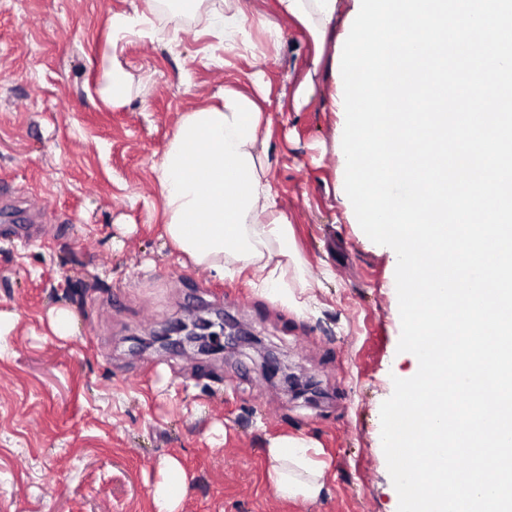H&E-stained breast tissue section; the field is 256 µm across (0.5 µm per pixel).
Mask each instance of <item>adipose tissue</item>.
I'll return each mask as SVG.
<instances>
[{
  "mask_svg": "<svg viewBox=\"0 0 512 512\" xmlns=\"http://www.w3.org/2000/svg\"><path fill=\"white\" fill-rule=\"evenodd\" d=\"M280 13L309 34L320 65L341 0H276ZM219 104L185 113L154 165L164 234L194 264L223 273L225 266L250 267L260 286L287 296L288 219L280 210L268 151L259 144L263 108L253 97L227 87ZM312 441L281 435L267 449L268 478L285 499H317L324 465L314 460ZM153 489L157 512H176L188 475L181 462L164 457Z\"/></svg>",
  "mask_w": 512,
  "mask_h": 512,
  "instance_id": "1",
  "label": "adipose tissue"
}]
</instances>
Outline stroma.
I'll use <instances>...</instances> for the list:
<instances>
[{
	"instance_id": "1",
	"label": "stroma",
	"mask_w": 512,
	"mask_h": 512,
	"mask_svg": "<svg viewBox=\"0 0 512 512\" xmlns=\"http://www.w3.org/2000/svg\"><path fill=\"white\" fill-rule=\"evenodd\" d=\"M0 0V512H155L159 462L189 480L178 512H397L380 408L414 372L398 349L397 255L362 231L344 190L345 115L329 63L313 69L306 31L276 0H245L244 43L207 30L174 0ZM131 16L113 36L109 18ZM120 65L124 104L102 98ZM314 78L308 104L293 95ZM263 90L270 177L291 225L294 304L250 271L216 277L168 242L153 165L181 116L224 86ZM39 223L25 242L16 225ZM68 306L62 339L49 310ZM223 313L253 336L218 356L138 349L190 315ZM311 379V403L266 371L265 356ZM288 434L318 444L325 487L282 500L267 448Z\"/></svg>"
}]
</instances>
